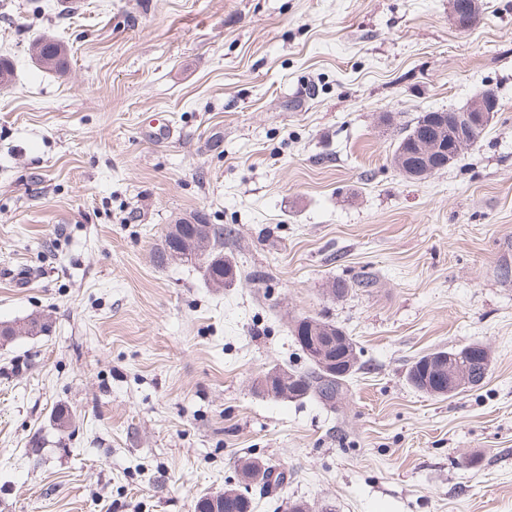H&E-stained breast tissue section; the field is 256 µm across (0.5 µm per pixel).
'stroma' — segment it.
Returning <instances> with one entry per match:
<instances>
[{
  "mask_svg": "<svg viewBox=\"0 0 512 512\" xmlns=\"http://www.w3.org/2000/svg\"><path fill=\"white\" fill-rule=\"evenodd\" d=\"M480 4L462 29L448 0H0V324L49 323L0 338V512H194L247 457L288 474L256 512H512V0ZM487 89L461 162L399 173L400 127ZM191 217L230 229L235 285L156 266ZM307 315L359 352L332 408L253 387L307 369ZM472 342L480 388L407 383ZM31 60L48 71L63 73L68 66V50L65 44L49 37L40 36L29 43ZM468 345L469 344H466L451 351L437 350L418 357L411 363L407 370L406 378L408 383L415 389L429 394L428 389H426V385L428 386V384H430L431 375L434 371V368L438 365V356L443 354H445V357L439 363V368L444 370L445 367H443V365L448 359L447 378L443 375H438L436 377L435 381L433 382V396L441 395L438 397H446L442 394H454L462 388L472 385L477 379L469 375L467 372L461 371L451 366V361L458 358L457 355H461L460 362L462 365H466V367H468L471 372H476L478 377L476 382L480 381L482 379V374L485 371L482 369L481 363L485 365L489 364L488 369L490 370L492 357L486 346L480 343H470V345ZM466 347L467 349L465 350V354L477 358L480 363L471 361L469 357L464 354V349ZM448 352H456L457 355L455 353ZM446 354H448V356Z\"/></svg>",
  "mask_w": 512,
  "mask_h": 512,
  "instance_id": "stroma-1",
  "label": "stroma"
}]
</instances>
